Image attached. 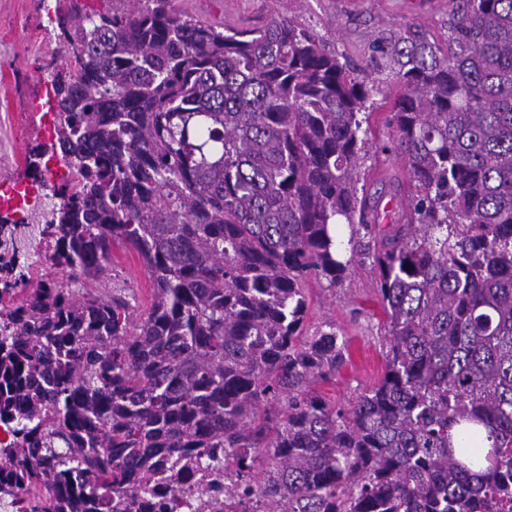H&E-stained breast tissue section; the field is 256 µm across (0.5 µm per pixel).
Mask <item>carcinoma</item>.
Segmentation results:
<instances>
[{
    "label": "carcinoma",
    "instance_id": "carcinoma-1",
    "mask_svg": "<svg viewBox=\"0 0 512 512\" xmlns=\"http://www.w3.org/2000/svg\"><path fill=\"white\" fill-rule=\"evenodd\" d=\"M51 81L61 184L46 232L69 287L18 267L0 225V497L15 512H120L175 457L265 512H492L512 499V0H449L448 45L413 26L365 69L403 87L406 223L359 195L373 88L314 30L230 29L174 0H116L63 28ZM386 316L385 370L338 406L336 323L306 284L352 260ZM371 242L358 250L357 239ZM141 257L139 312L112 244Z\"/></svg>",
    "mask_w": 512,
    "mask_h": 512
}]
</instances>
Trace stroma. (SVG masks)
Returning <instances> with one entry per match:
<instances>
[{
	"mask_svg": "<svg viewBox=\"0 0 512 512\" xmlns=\"http://www.w3.org/2000/svg\"><path fill=\"white\" fill-rule=\"evenodd\" d=\"M225 25L248 29L292 17L312 28L330 51L364 67L378 38L405 26H417L438 44L448 42V0H214ZM111 9L112 0H0V218L14 225L37 222L50 194L40 177L67 173L54 134L51 81L60 69L64 40L60 20L82 7ZM51 21H44V14ZM374 111L367 153L360 169L375 209L387 203L403 207L409 183L408 163L393 147L389 124L399 83L389 73L374 75ZM112 274L140 303L150 298L148 273L137 253L112 250ZM308 325L335 321L347 341L349 361L335 381L314 389L339 405H348L377 380L383 369L385 316L378 302L371 263L350 266L336 290L322 279L307 283Z\"/></svg>",
	"mask_w": 512,
	"mask_h": 512,
	"instance_id": "obj_1",
	"label": "stroma"
}]
</instances>
